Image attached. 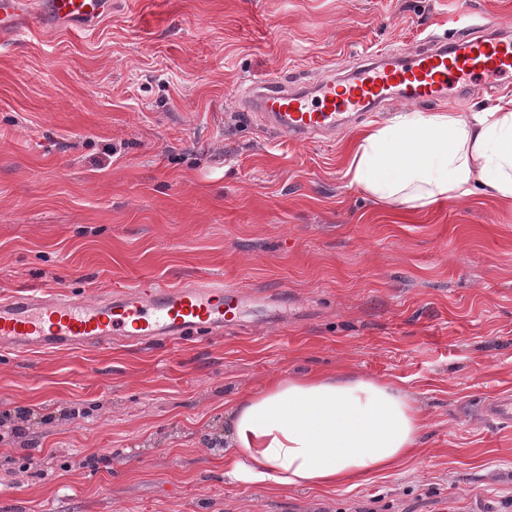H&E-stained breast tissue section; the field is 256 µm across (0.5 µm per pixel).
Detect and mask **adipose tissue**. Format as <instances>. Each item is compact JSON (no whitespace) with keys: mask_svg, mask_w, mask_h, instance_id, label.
<instances>
[{"mask_svg":"<svg viewBox=\"0 0 512 512\" xmlns=\"http://www.w3.org/2000/svg\"><path fill=\"white\" fill-rule=\"evenodd\" d=\"M346 175L415 209L478 192L512 200V100L468 115L395 113L354 144ZM226 416V476L324 491L391 470L417 452L425 428L396 383L342 371L275 379Z\"/></svg>","mask_w":512,"mask_h":512,"instance_id":"1","label":"adipose tissue"}]
</instances>
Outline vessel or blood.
<instances>
[{
  "label": "vessel or blood",
  "mask_w": 512,
  "mask_h": 512,
  "mask_svg": "<svg viewBox=\"0 0 512 512\" xmlns=\"http://www.w3.org/2000/svg\"><path fill=\"white\" fill-rule=\"evenodd\" d=\"M112 11V0H0V47L18 42L31 25L55 34L88 30ZM512 77V42L485 29L456 32L447 47L416 50L406 62L364 63L347 80L322 77L319 104L290 91L283 79L257 81L245 100L278 135L303 141L334 131L346 113L374 112L390 95L406 102L436 99L449 87L495 84ZM244 303L241 290L219 282L190 281L161 286L132 285L91 300L72 294L32 293L0 299V349L46 352L132 340H190L223 333ZM486 420L512 421V398L484 402Z\"/></svg>",
  "instance_id": "b4317fda"
}]
</instances>
